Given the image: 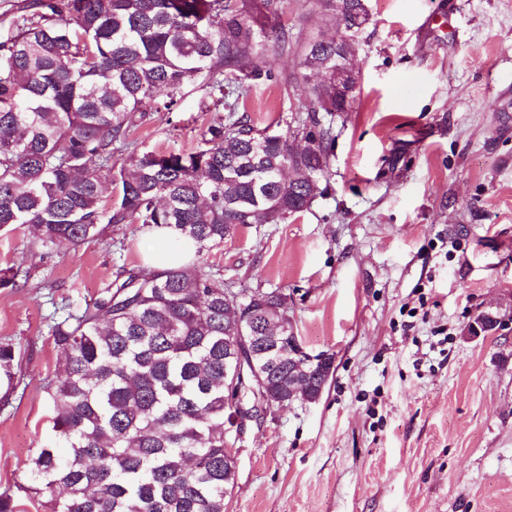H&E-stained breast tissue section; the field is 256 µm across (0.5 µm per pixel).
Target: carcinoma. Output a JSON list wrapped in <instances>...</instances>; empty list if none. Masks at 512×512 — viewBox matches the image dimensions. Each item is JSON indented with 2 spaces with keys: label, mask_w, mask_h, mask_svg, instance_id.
Returning a JSON list of instances; mask_svg holds the SVG:
<instances>
[{
  "label": "carcinoma",
  "mask_w": 512,
  "mask_h": 512,
  "mask_svg": "<svg viewBox=\"0 0 512 512\" xmlns=\"http://www.w3.org/2000/svg\"><path fill=\"white\" fill-rule=\"evenodd\" d=\"M343 32L307 36L299 67L320 83L275 126L255 128L239 101L279 79L265 55L289 49L282 0H24L0 37V227L27 225L49 251L138 224L195 245V259L128 273L51 326L65 354L45 389L54 441L17 490L41 512H226L244 418L239 388L262 377L289 406L288 356L298 340L282 292L256 291L231 316L221 274L201 258L230 231L279 224L310 208L327 178L333 121L356 94L348 38L370 22L368 0H316ZM202 81L228 115L190 152L131 148L134 112L170 111ZM244 333L247 344L234 343ZM14 348L0 342V378Z\"/></svg>",
  "instance_id": "carcinoma-1"
}]
</instances>
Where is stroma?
I'll use <instances>...</instances> for the list:
<instances>
[{
    "label": "stroma",
    "mask_w": 512,
    "mask_h": 512,
    "mask_svg": "<svg viewBox=\"0 0 512 512\" xmlns=\"http://www.w3.org/2000/svg\"><path fill=\"white\" fill-rule=\"evenodd\" d=\"M360 91L336 121L330 176L311 207L238 229L203 262L240 294L281 289L304 349L334 356L321 398L268 410L235 445L227 512H512V325L463 329L484 308L512 315V0H368ZM291 37L333 35L315 0H285ZM296 51L248 97L257 127L303 92ZM215 95L189 87L171 112L132 114L138 152L186 151ZM159 233L104 225L60 252L31 228L0 229V342L16 351L0 392V492L53 437L45 391L63 356L53 322L123 271L146 269Z\"/></svg>",
    "instance_id": "1"
}]
</instances>
